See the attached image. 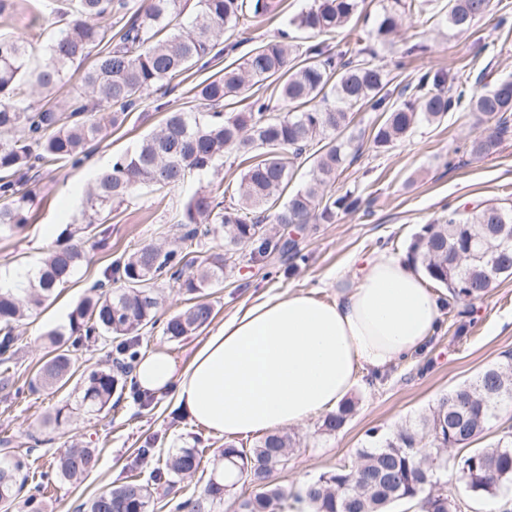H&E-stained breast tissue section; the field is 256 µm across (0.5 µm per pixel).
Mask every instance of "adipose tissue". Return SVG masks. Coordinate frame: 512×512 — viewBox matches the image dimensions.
<instances>
[{
  "label": "adipose tissue",
  "mask_w": 512,
  "mask_h": 512,
  "mask_svg": "<svg viewBox=\"0 0 512 512\" xmlns=\"http://www.w3.org/2000/svg\"><path fill=\"white\" fill-rule=\"evenodd\" d=\"M440 316L436 296L400 259L367 260L336 297L272 296L225 319L188 364L164 351L140 357V391L175 389L178 405L208 431L270 433L335 410L359 368L382 371L419 352Z\"/></svg>",
  "instance_id": "1"
}]
</instances>
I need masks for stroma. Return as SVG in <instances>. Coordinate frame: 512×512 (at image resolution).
I'll return each mask as SVG.
<instances>
[{
    "instance_id": "35a3bbf8",
    "label": "stroma",
    "mask_w": 512,
    "mask_h": 512,
    "mask_svg": "<svg viewBox=\"0 0 512 512\" xmlns=\"http://www.w3.org/2000/svg\"><path fill=\"white\" fill-rule=\"evenodd\" d=\"M9 2L10 11L0 13V31L31 36L32 57L40 59L56 33V24L49 12L34 8L30 0ZM445 3L434 0L432 16L403 17L385 45L374 35L383 2L364 0L355 30L364 44L372 47L377 63L400 84L425 70L465 77L474 90L512 77V20L505 28L496 26L500 16L512 17V0H491L490 15L472 34L463 36L440 16ZM309 5L310 0H283L278 16L249 19L225 32L224 40L237 44V54L245 55ZM157 104L156 97L144 99L122 126H105L83 166L59 167L35 182L37 204L31 223L11 237H0L1 273L37 264L66 226L79 219L83 195L98 169L110 164L113 156L134 150L159 125L163 113ZM380 120L376 112L356 113L351 130L361 153L337 176L336 190L354 191L361 199L360 207L338 213L330 224L302 226L299 246L306 261L279 259L278 274L270 276L262 264L249 260L247 248H238V260L226 272L223 285L209 291L215 307L210 328L179 342L168 340L161 326L146 328L140 334L142 352L162 349L189 360L211 328L220 327L225 318L259 297L303 291L324 301L333 300L337 276L352 275L364 258L382 253L409 261L411 239L424 225L444 216L446 209L472 212L492 203L512 205V137L493 156H473L468 146L486 126L473 113L460 110L449 113L441 123L419 124L405 140L376 150L372 130ZM206 183L201 176L163 196L137 192L114 209L105 223L86 229V237L95 243L89 263L52 305L15 331L19 338L17 382H25L46 355L47 332L68 330L71 311L116 256L147 242L174 245L177 215ZM510 352L512 279L502 281L483 298L458 303L452 313L441 314L436 333L420 353L380 374L359 370V380L350 393L357 403L354 414L330 436L318 433L314 417L295 427L301 444L294 448L287 469L275 473L276 483L294 491L319 474L354 461L369 430L389 433L415 422L442 395ZM76 398L67 386L53 394L27 391L0 402V439H8L11 454L34 449L38 469H45L52 456L74 442L97 451L96 462L82 483L59 481L50 487L48 512H79L83 503L127 477L148 479L154 461H135L138 448L146 445L163 457L181 448L205 449L199 471L178 481L173 493L186 497L203 490L211 476L212 454L223 447L225 438L195 424L177 405L173 393L151 397L145 406L127 394L111 411L98 415L79 412L59 430L45 429L46 414Z\"/></svg>"
}]
</instances>
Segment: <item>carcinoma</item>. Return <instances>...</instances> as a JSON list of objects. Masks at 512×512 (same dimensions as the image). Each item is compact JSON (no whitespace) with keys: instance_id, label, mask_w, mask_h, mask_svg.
Segmentation results:
<instances>
[{"instance_id":"obj_1","label":"carcinoma","mask_w":512,"mask_h":512,"mask_svg":"<svg viewBox=\"0 0 512 512\" xmlns=\"http://www.w3.org/2000/svg\"><path fill=\"white\" fill-rule=\"evenodd\" d=\"M431 0H388L375 29L384 40L404 15H422ZM361 0H311L289 20L303 32L332 36L359 13ZM281 0H198L189 25L178 23L183 0H75L70 11H53L60 23L44 49L40 65L29 66V38L0 33V235H13L30 223L34 196L27 184L61 162L80 166L87 146L98 140L102 122L121 125L142 100L166 94L171 83L192 67H208L224 53V31L250 16H276ZM490 9V0H448L445 19L460 34L470 32ZM81 92L69 102V114L33 102L48 98L71 77V69L87 59ZM278 84L277 98L287 111L271 115L270 98L259 93L265 82ZM390 73L364 48L338 51L321 41L297 44L288 30L226 66L197 85L201 110L173 109L158 128L131 152L113 157L100 171L82 202L86 226L98 224L138 189L169 192L197 174L218 178L216 187L201 188L188 198L178 221L180 246L147 243L120 254L76 304L69 333H46L48 358L31 374V392L59 390L77 379L76 404L55 408L48 423L60 427L73 410L99 413L112 408V398L126 393L143 401L131 382L140 357V331L158 321L160 284L173 282L193 302L164 322L163 333L180 341L207 326L214 317L205 290L224 283V270L235 263L238 246L249 248L250 260L268 265L275 256L304 258L298 245H281L279 224L331 223L338 212L359 208L360 198L336 194V174L346 168L352 146L345 131L355 111L368 106L384 114L372 143L387 148L404 139L419 122L437 123L461 105L492 125L475 139L471 152L487 157L499 151L512 133V79L465 96L456 74L425 72L398 91L389 89ZM257 87L240 112L224 113V102ZM403 100L392 99L393 94ZM312 152L309 181L277 203L294 177L296 164ZM243 157L247 166L231 195L219 180L224 158ZM80 229H65L29 278V286L0 290V389L14 384L18 355L15 330L59 290L73 282L87 261ZM224 238L225 249L195 256L201 236ZM412 262L432 283L447 290L441 306L485 296L512 276V206L492 204L473 216L456 209L425 225L410 245ZM110 338L116 356L107 366H75L70 348ZM355 409L351 399L326 414L318 432L333 435ZM512 409V354L439 398L417 423L388 433H368L357 460L321 473L297 491L272 483L271 476L289 461L296 435L266 434L246 449L232 442L218 449L202 492L185 500L169 497L170 487L193 476L203 451L181 448L156 467L147 481L130 479L86 502L82 512H149L153 495L172 512H216L242 479L256 491L237 499L236 512H285L288 501L307 512H388L397 502L418 512H458L460 505L435 486L453 467L475 496L494 501L512 499V428L505 427L487 448H468L502 414ZM467 452L448 458L443 452ZM95 449L68 448L53 457L40 481H29L28 462L0 457V512H11L23 500L24 512H44V487L52 480L78 482L93 467Z\"/></svg>"}]
</instances>
